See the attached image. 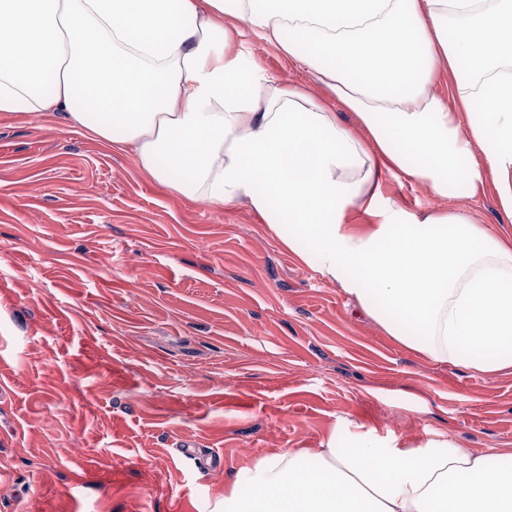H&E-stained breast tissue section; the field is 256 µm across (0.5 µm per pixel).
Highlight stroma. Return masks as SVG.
<instances>
[{
    "label": "stroma",
    "mask_w": 512,
    "mask_h": 512,
    "mask_svg": "<svg viewBox=\"0 0 512 512\" xmlns=\"http://www.w3.org/2000/svg\"><path fill=\"white\" fill-rule=\"evenodd\" d=\"M244 46L362 135L305 66ZM383 191L507 221L491 187ZM364 431L512 448V368L425 359L247 203L185 198L65 116L0 112V512H224L259 458Z\"/></svg>",
    "instance_id": "35a3bbf8"
}]
</instances>
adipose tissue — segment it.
<instances>
[{
  "instance_id": "adipose-tissue-1",
  "label": "adipose tissue",
  "mask_w": 512,
  "mask_h": 512,
  "mask_svg": "<svg viewBox=\"0 0 512 512\" xmlns=\"http://www.w3.org/2000/svg\"><path fill=\"white\" fill-rule=\"evenodd\" d=\"M242 23L365 137L255 61ZM59 111L183 196L247 202L399 344L512 368V231L382 192L389 174L442 195L491 185L512 219V0H0V112ZM236 482L234 512H512V451L365 432L279 449Z\"/></svg>"
}]
</instances>
